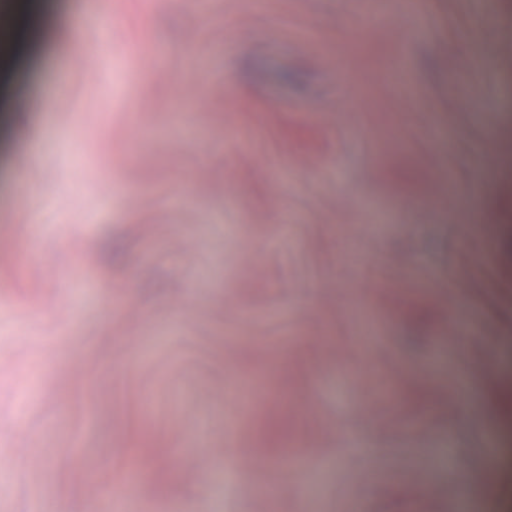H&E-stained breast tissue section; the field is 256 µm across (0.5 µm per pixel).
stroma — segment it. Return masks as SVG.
I'll return each instance as SVG.
<instances>
[{"label": "stroma", "mask_w": 512, "mask_h": 512, "mask_svg": "<svg viewBox=\"0 0 512 512\" xmlns=\"http://www.w3.org/2000/svg\"><path fill=\"white\" fill-rule=\"evenodd\" d=\"M0 0V512H499L502 0Z\"/></svg>", "instance_id": "obj_1"}]
</instances>
